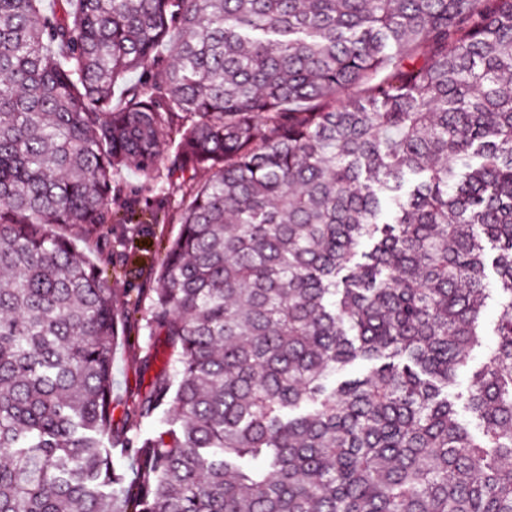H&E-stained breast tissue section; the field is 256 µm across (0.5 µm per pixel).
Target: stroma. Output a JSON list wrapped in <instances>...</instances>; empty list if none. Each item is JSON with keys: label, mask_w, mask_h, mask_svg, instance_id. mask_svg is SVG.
<instances>
[{"label": "stroma", "mask_w": 512, "mask_h": 512, "mask_svg": "<svg viewBox=\"0 0 512 512\" xmlns=\"http://www.w3.org/2000/svg\"><path fill=\"white\" fill-rule=\"evenodd\" d=\"M119 179L125 199L113 205L111 223L100 225L96 233L99 243L112 247V262L102 277L125 325L112 347V433L144 438L156 434L161 424L135 421L132 409L163 368L170 349L164 337L149 334L142 315L151 304L166 246L177 237L190 198L177 189L143 190V178L133 169L123 170Z\"/></svg>", "instance_id": "stroma-1"}]
</instances>
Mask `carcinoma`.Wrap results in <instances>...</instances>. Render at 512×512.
Returning a JSON list of instances; mask_svg holds the SVG:
<instances>
[{"label":"carcinoma","instance_id":"cac0c4a2","mask_svg":"<svg viewBox=\"0 0 512 512\" xmlns=\"http://www.w3.org/2000/svg\"><path fill=\"white\" fill-rule=\"evenodd\" d=\"M52 2L0 0V512H512V0ZM127 168L192 196L131 480L112 291L54 231Z\"/></svg>","mask_w":512,"mask_h":512}]
</instances>
